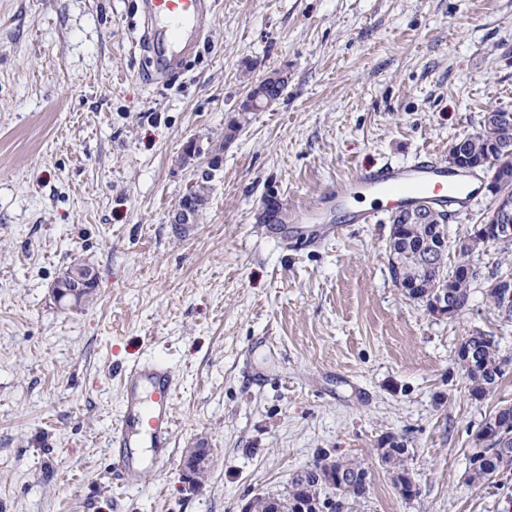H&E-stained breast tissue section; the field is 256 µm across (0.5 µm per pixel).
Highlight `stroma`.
Here are the masks:
<instances>
[{
  "instance_id": "35a3bbf8",
  "label": "stroma",
  "mask_w": 512,
  "mask_h": 512,
  "mask_svg": "<svg viewBox=\"0 0 512 512\" xmlns=\"http://www.w3.org/2000/svg\"><path fill=\"white\" fill-rule=\"evenodd\" d=\"M141 25L139 0H0V512H241L325 454L369 473L342 512H505L468 455L512 404V371L475 401L455 357L475 329L512 356V322L479 287L453 320L410 299L389 218L302 247L263 216L364 164L447 160L489 108L512 109V0H216L159 84ZM275 70L281 98L226 138L248 81ZM78 261L96 299L69 310L52 288ZM147 359L181 378L175 454L126 489L109 471L117 374ZM390 437L415 496L380 457Z\"/></svg>"
}]
</instances>
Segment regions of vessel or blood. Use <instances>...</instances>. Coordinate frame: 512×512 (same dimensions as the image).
Returning a JSON list of instances; mask_svg holds the SVG:
<instances>
[{"instance_id": "obj_1", "label": "vessel or blood", "mask_w": 512, "mask_h": 512, "mask_svg": "<svg viewBox=\"0 0 512 512\" xmlns=\"http://www.w3.org/2000/svg\"><path fill=\"white\" fill-rule=\"evenodd\" d=\"M143 27L138 42L150 54L156 77L177 70L201 40L212 0H144ZM476 173H452L447 163L423 155L404 165L383 164L358 168L355 177L337 181L316 202L296 211L289 223L302 225L301 244H315L338 236L340 225L325 221L328 210L344 211L356 224L373 223L377 210L353 211L357 194L367 192L386 202L390 210L428 206L460 213L479 194ZM180 378L168 365L145 360L119 372V410L112 427L110 466L127 488L144 476L163 469L172 458L177 420L174 396Z\"/></svg>"}]
</instances>
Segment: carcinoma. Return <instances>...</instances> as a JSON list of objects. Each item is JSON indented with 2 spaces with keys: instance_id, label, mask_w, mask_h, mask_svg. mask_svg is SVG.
Masks as SVG:
<instances>
[{
  "instance_id": "obj_1",
  "label": "carcinoma",
  "mask_w": 512,
  "mask_h": 512,
  "mask_svg": "<svg viewBox=\"0 0 512 512\" xmlns=\"http://www.w3.org/2000/svg\"><path fill=\"white\" fill-rule=\"evenodd\" d=\"M285 80L277 75L265 78L262 90L265 98L276 101L285 90ZM467 156L482 167L498 172L499 191L512 197V119L489 123L481 120L479 128L463 136ZM448 214L442 211L426 210L420 220H408L391 216L394 225L389 242V267L396 285L415 296V299L432 307V301L442 293L448 303L462 314L468 305L471 288L480 279V272L473 264V251L463 246L458 251L457 263L448 267L447 252L442 240L447 235ZM512 275V266L503 268L496 265L485 281L487 300L492 310L503 318L512 319V302L505 303V289L495 286V280ZM512 359L500 352L499 341L491 332L474 330L461 344L457 352V364L466 379L469 396L481 400L493 392L507 373L505 366ZM503 423L507 428L492 437L481 436L476 430L473 440L481 442L482 454L471 450L468 456L470 479L487 486L505 487L506 479L512 475V405L500 407L494 414L482 421L486 426L492 422ZM407 453L401 441L389 440L382 449L381 457L396 468V483L402 494L412 496L416 484L412 473L404 465ZM328 457L315 461L305 475H296L290 483L287 494L268 495L252 500L253 512H296L301 503L315 504L325 512H341L344 504L326 495V483L320 481L318 472L326 469ZM347 482L351 491L340 487L335 490L344 497L361 499L368 490L364 469L348 465L345 467Z\"/></svg>"
}]
</instances>
